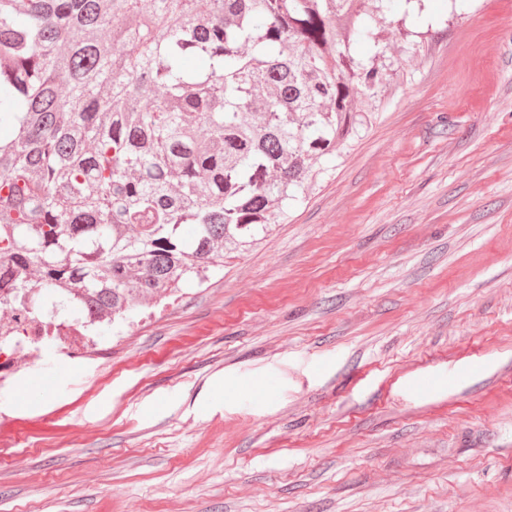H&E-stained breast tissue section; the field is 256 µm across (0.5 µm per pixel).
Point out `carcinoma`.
Listing matches in <instances>:
<instances>
[{"instance_id":"obj_1","label":"carcinoma","mask_w":512,"mask_h":512,"mask_svg":"<svg viewBox=\"0 0 512 512\" xmlns=\"http://www.w3.org/2000/svg\"><path fill=\"white\" fill-rule=\"evenodd\" d=\"M395 2L0 0V305L117 329L206 281L371 124Z\"/></svg>"}]
</instances>
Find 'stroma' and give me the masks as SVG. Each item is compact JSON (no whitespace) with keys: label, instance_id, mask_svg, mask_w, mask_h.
<instances>
[{"label":"stroma","instance_id":"1","mask_svg":"<svg viewBox=\"0 0 512 512\" xmlns=\"http://www.w3.org/2000/svg\"><path fill=\"white\" fill-rule=\"evenodd\" d=\"M284 223L0 389V512H512V0H425Z\"/></svg>","mask_w":512,"mask_h":512}]
</instances>
